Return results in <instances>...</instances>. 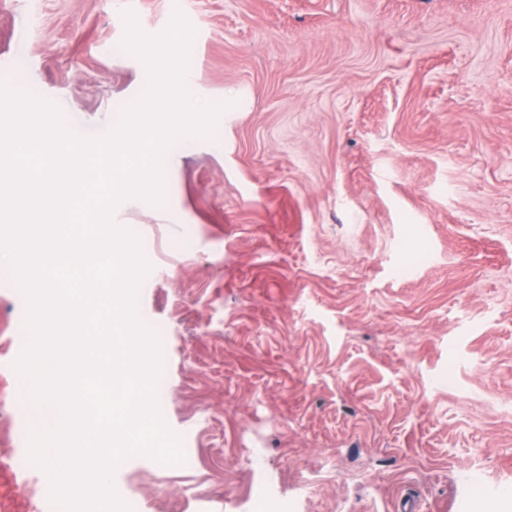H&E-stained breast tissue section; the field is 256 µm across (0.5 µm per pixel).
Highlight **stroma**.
<instances>
[{"instance_id": "35a3bbf8", "label": "stroma", "mask_w": 512, "mask_h": 512, "mask_svg": "<svg viewBox=\"0 0 512 512\" xmlns=\"http://www.w3.org/2000/svg\"><path fill=\"white\" fill-rule=\"evenodd\" d=\"M175 14L227 108L173 144L150 264L161 415L185 462L124 460L135 512H468L512 490V0H0L21 88L100 137L148 85L121 46ZM26 311L0 259V512H59L27 459Z\"/></svg>"}]
</instances>
